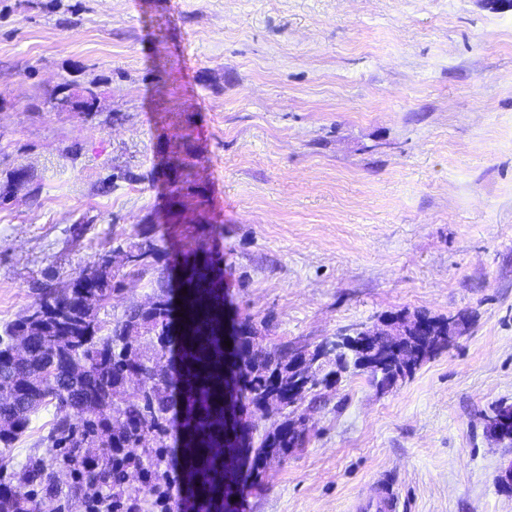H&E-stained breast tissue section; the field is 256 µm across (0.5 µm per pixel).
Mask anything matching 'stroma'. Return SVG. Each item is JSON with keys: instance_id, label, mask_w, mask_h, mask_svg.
<instances>
[{"instance_id": "obj_1", "label": "stroma", "mask_w": 512, "mask_h": 512, "mask_svg": "<svg viewBox=\"0 0 512 512\" xmlns=\"http://www.w3.org/2000/svg\"><path fill=\"white\" fill-rule=\"evenodd\" d=\"M92 90L89 112L48 103ZM195 166L177 177L180 162ZM0 330L47 285L115 266L112 324L206 251L267 347L311 350L390 312L467 332L392 389L320 388L309 432L244 512H512V10L487 0H0ZM57 419L0 452L18 485ZM126 254H131L134 258L132 270L137 273L143 272L150 267H153L154 263H159L161 260L160 255L157 253L153 245L145 242L141 244L132 245L130 250ZM149 258H153L152 261H148ZM399 492L384 480H375L365 494L358 497L352 512H399Z\"/></svg>"}]
</instances>
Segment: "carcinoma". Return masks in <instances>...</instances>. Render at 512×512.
<instances>
[{
    "label": "carcinoma",
    "instance_id": "obj_1",
    "mask_svg": "<svg viewBox=\"0 0 512 512\" xmlns=\"http://www.w3.org/2000/svg\"><path fill=\"white\" fill-rule=\"evenodd\" d=\"M132 270L143 272L160 262L153 245L145 242L130 247ZM184 277L189 287L207 294V307L221 309L223 289L213 259L194 252L187 255ZM117 291L110 259L101 258L90 271L71 278L61 288H49L31 307L33 316L22 317L0 336V447L11 448L28 428L31 416L40 408L54 405L60 413L48 442L65 449L63 463L75 475L68 496L79 498L87 483L96 482L100 471L85 468L86 459L100 457L104 449L82 447L80 439L105 436L109 420L123 422L124 429L108 438L110 448L121 453L112 457V512H169L173 486L172 455L164 441L176 421L177 406L183 407V423L193 437L194 447L184 449L183 463L199 484L200 495L191 500L193 512H224V505L211 496L214 484L224 480V467L234 466L226 451L234 447V437L224 431V337L182 336L178 352L186 387L176 392L175 379L168 367L172 339L167 327L169 290L160 284L155 304L149 310L130 307L124 319L112 328L98 319V309ZM243 324L239 358L249 379L242 392V403L260 406L278 401L277 410L285 419L262 436L254 449L252 462L237 474L240 486L262 478L270 457L288 458L298 447L288 436V425L298 422L302 401L288 400V346L273 349L252 347L258 334L251 319ZM442 329L432 336L411 334L405 347L412 367L422 363L421 355L447 348ZM150 336V348L128 351L132 334ZM357 367L345 352L313 385L327 381L336 371ZM132 471L144 476L145 499L126 494V481ZM53 464L34 458L27 465L26 482H36L46 490L55 489ZM0 512H33L31 497L16 488L0 490Z\"/></svg>",
    "mask_w": 512,
    "mask_h": 512
}]
</instances>
